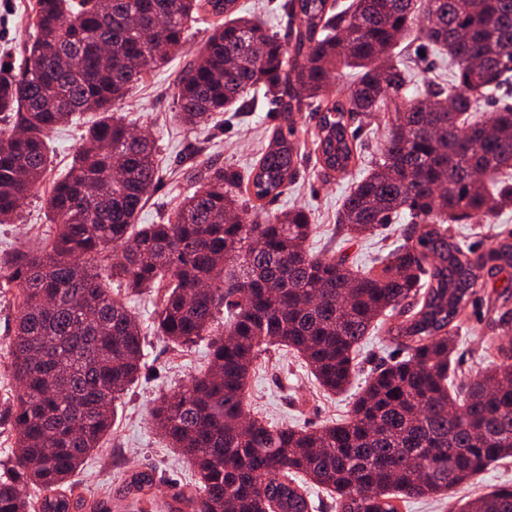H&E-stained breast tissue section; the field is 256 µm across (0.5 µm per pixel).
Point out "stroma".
Wrapping results in <instances>:
<instances>
[{
	"label": "stroma",
	"mask_w": 512,
	"mask_h": 512,
	"mask_svg": "<svg viewBox=\"0 0 512 512\" xmlns=\"http://www.w3.org/2000/svg\"><path fill=\"white\" fill-rule=\"evenodd\" d=\"M31 2L0 0V62L10 63L14 74L23 66L24 44L33 37L27 21ZM205 36V24L193 25L181 54L149 73L142 84L129 91L122 104L133 127L151 135L158 147L159 182L147 196L138 223H165L175 204L190 191L193 170L204 164L215 162L246 173L280 122L274 113L260 108L253 112H223L194 128L182 123L176 101L179 76ZM94 119V114L87 113L51 132L49 170L43 185L23 205L18 223L0 224V255L7 257L14 251L37 248L49 241L55 227L49 222L45 205L48 188L70 165L83 130ZM387 120V114L382 111L366 117L360 158L351 177L327 179L315 163L317 120L311 112L297 113L296 144L304 157L303 165L296 181L276 200L266 202L265 208L270 212L294 207L307 209L316 225L307 242L311 253L320 256L334 249L347 256L349 266L364 269L378 255L393 249L404 229L403 223L352 240L342 239L336 230V211L353 180L362 178L379 157ZM479 295L478 310H465L456 332V364L470 379L495 354L492 340L500 334L496 317L504 310H512V291L506 293L488 287L481 289ZM126 302L139 317L146 334L144 366L117 408V418L104 447L91 455L76 473V492L87 500L99 502L104 512H140L136 497L128 491V482L132 474L151 471L155 483L150 495L158 506L157 512H167V503L192 487L196 473L153 430L149 410L158 396L173 393L207 367L209 345L201 341L182 352L173 350L151 326L152 297L131 295ZM396 355V346L386 327L376 328L360 343L361 367L353 375L349 388L342 394L332 395L321 389L299 357L284 349L270 352L268 357L258 359L251 371L250 412L275 425L323 427L346 418L370 370Z\"/></svg>",
	"instance_id": "35a3bbf8"
}]
</instances>
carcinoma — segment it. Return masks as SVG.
Here are the masks:
<instances>
[{
    "mask_svg": "<svg viewBox=\"0 0 512 512\" xmlns=\"http://www.w3.org/2000/svg\"><path fill=\"white\" fill-rule=\"evenodd\" d=\"M237 0H36L32 43L18 77H0V224L17 220L48 166L46 137L78 112H97L46 206L58 225L41 249L0 258V297L17 308L8 369L17 392L0 405L13 448L0 461V512L97 506L67 486L107 436L144 366L140 321L93 272L160 293L153 329L177 349L210 337V362L151 409V423L196 469L191 512H313L310 489L336 512H398L405 498L444 497L512 458V340L479 377L454 383L451 330L487 277L512 269V240L479 252L449 235L512 207V0H284L285 33L237 15ZM215 18L177 92L184 123L259 105L278 113L267 149L246 176L207 164L164 224H136L157 179L155 140L134 137L119 104L144 73L177 52L189 27ZM421 26L425 45L457 65L454 87L405 95L407 67L391 54ZM476 54L481 63L465 57ZM357 69L327 95L338 64ZM491 98L485 120L470 119ZM314 107L316 162L352 175L358 128L390 111L380 160L354 182L340 232L371 234L409 217L403 242L364 271L307 246L308 212L263 210L288 188L300 155L295 113ZM398 361L366 379L350 415L319 429L274 426L247 410L256 360L280 346L340 392L355 351L383 315ZM26 483L46 492L29 499ZM459 512H512L494 488Z\"/></svg>",
    "mask_w": 512,
    "mask_h": 512,
    "instance_id": "cac0c4a2",
    "label": "carcinoma"
}]
</instances>
